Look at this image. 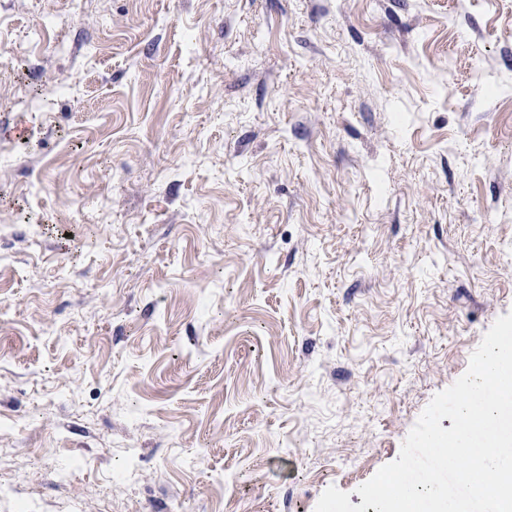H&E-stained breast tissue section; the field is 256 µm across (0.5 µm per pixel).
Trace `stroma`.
<instances>
[{
  "label": "stroma",
  "instance_id": "1",
  "mask_svg": "<svg viewBox=\"0 0 512 512\" xmlns=\"http://www.w3.org/2000/svg\"><path fill=\"white\" fill-rule=\"evenodd\" d=\"M1 41L0 512L360 505L512 311V0H0Z\"/></svg>",
  "mask_w": 512,
  "mask_h": 512
}]
</instances>
